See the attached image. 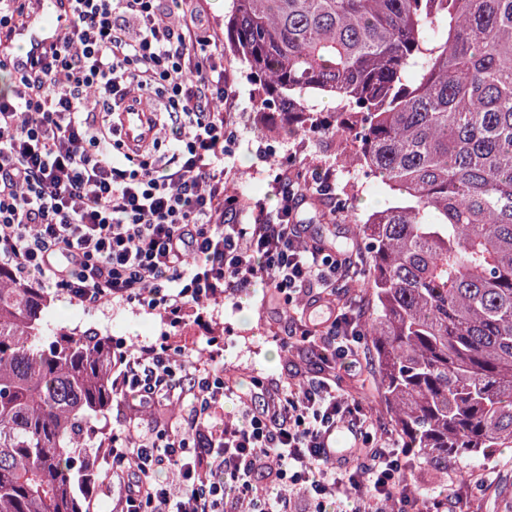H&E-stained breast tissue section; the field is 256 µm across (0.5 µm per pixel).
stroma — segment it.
Masks as SVG:
<instances>
[{"label": "stroma", "instance_id": "stroma-1", "mask_svg": "<svg viewBox=\"0 0 512 512\" xmlns=\"http://www.w3.org/2000/svg\"><path fill=\"white\" fill-rule=\"evenodd\" d=\"M224 68L233 78L237 95L233 119L236 141L224 164L235 172L232 185L239 188L241 199L275 207L277 174L286 171L300 180L310 167L321 165L335 169L337 189L355 184L356 191L349 199V206L358 215L392 203L393 198L386 188L365 169H357L351 176L346 174L344 156L336 139L304 135L281 137L269 132L259 114L254 86L232 54H225ZM332 213V207L314 196L301 207L298 221L325 236L328 244H339L340 255L354 257L357 261L356 280L341 285L335 295L337 308L343 312L356 306L370 310L371 292L359 285L360 280L367 277L368 246L357 236L347 216H338L331 226L319 223L320 215ZM44 290L54 298L49 314L54 326L95 330L109 337L113 346L134 348L167 335L192 359L203 360L211 351L223 350L224 374L236 381L244 392L249 391L256 380L285 384L309 378L319 370V362L310 351L284 349L279 333L281 325L269 306L270 293L259 285L234 297L208 303L201 314H189L176 326L135 304L108 303L88 309L71 301L53 285H45ZM336 388L368 421L372 439L389 437L412 483L427 487L428 492L421 495V502L446 501L453 504V512H512V448L499 449L494 464L474 468L467 480L436 476L416 467L409 449L404 448L380 398L374 364H367L353 375L345 368H337Z\"/></svg>", "mask_w": 512, "mask_h": 512}]
</instances>
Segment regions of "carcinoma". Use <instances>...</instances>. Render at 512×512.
<instances>
[{
	"mask_svg": "<svg viewBox=\"0 0 512 512\" xmlns=\"http://www.w3.org/2000/svg\"><path fill=\"white\" fill-rule=\"evenodd\" d=\"M224 44L275 129L393 194L351 217L380 396L418 465L467 479L512 447V0H232ZM50 306L0 266V512H90L101 477L112 343Z\"/></svg>",
	"mask_w": 512,
	"mask_h": 512,
	"instance_id": "obj_1",
	"label": "carcinoma"
}]
</instances>
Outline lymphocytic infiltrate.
I'll return each instance as SVG.
<instances>
[{
  "label": "lymphocytic infiltrate",
  "instance_id": "lymphocytic-infiltrate-1",
  "mask_svg": "<svg viewBox=\"0 0 512 512\" xmlns=\"http://www.w3.org/2000/svg\"><path fill=\"white\" fill-rule=\"evenodd\" d=\"M65 24L25 70L13 37L30 18L29 0H0V265L21 282L38 280L85 308L119 301L179 322L203 305L262 285L287 305L329 298L346 263L305 244L295 222L301 197L330 194V169L312 167L304 185L277 177L274 211L227 194L224 157L234 138L236 98L224 79L215 36H199L184 0H59ZM163 102L168 155L127 152L114 120L131 92ZM109 113L96 125V109ZM287 336L310 344L321 364L356 356L352 314L307 318ZM183 359L161 340L119 351L112 392L124 418L106 458L120 512H309L346 499L350 512L407 506L401 467L390 450L358 475L338 472L321 438L329 429L362 432L329 378L286 389L260 387L238 418L224 412L234 388L217 368ZM189 402L181 430L138 427L159 398ZM168 468L176 486L157 484ZM274 477V491L256 476Z\"/></svg>",
  "mask_w": 512,
  "mask_h": 512
}]
</instances>
